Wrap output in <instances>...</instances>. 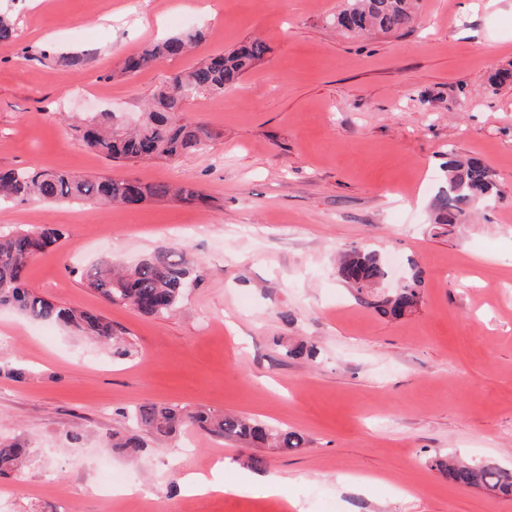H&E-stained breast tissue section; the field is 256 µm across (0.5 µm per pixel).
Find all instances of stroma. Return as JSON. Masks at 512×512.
<instances>
[{
  "label": "stroma",
  "instance_id": "1",
  "mask_svg": "<svg viewBox=\"0 0 512 512\" xmlns=\"http://www.w3.org/2000/svg\"><path fill=\"white\" fill-rule=\"evenodd\" d=\"M341 6L0 0L17 21L0 43V169L177 183L210 200L0 205L1 227L67 233L33 260L28 287L100 312L133 350L116 360L61 326L0 310V365L26 371L0 372V437L34 450L22 474L0 478V512H512V498L456 485L428 463L454 451L512 465V82L489 83L512 69V0H421L410 29L357 37L327 24ZM190 27L206 32L191 53L117 75L128 54ZM255 36L270 47L264 59L224 95L187 105L215 134L207 149L115 163L76 137L74 122L137 118L171 76ZM450 150L479 159L500 198L442 233L428 203L446 185ZM173 242L204 276L172 316L89 288L97 262L130 266ZM354 246L384 258L383 291L422 270L414 314L386 319L350 293L336 256ZM297 339L317 358L285 357ZM144 403L202 405L304 435V448L264 452L287 499L186 496L181 476L224 458L236 462L225 482L252 473L240 444L192 428L136 458L103 449ZM106 462L134 478L141 500L100 493Z\"/></svg>",
  "mask_w": 512,
  "mask_h": 512
}]
</instances>
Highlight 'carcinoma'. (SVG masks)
<instances>
[{"label": "carcinoma", "instance_id": "cac0c4a2", "mask_svg": "<svg viewBox=\"0 0 512 512\" xmlns=\"http://www.w3.org/2000/svg\"><path fill=\"white\" fill-rule=\"evenodd\" d=\"M416 13L417 0H344L343 8L330 18V23L345 34H386L412 27ZM202 38V32L188 31L151 43L127 56L121 71L137 73L180 56ZM268 52L267 43L255 37L227 53L210 57L188 72L175 75L152 94L148 111L133 128L125 125L116 113L101 112L74 126V130L89 148L115 162L173 160L200 151L209 145L214 135L202 122L184 118L186 102L197 96L223 95L224 90L237 86L248 69ZM445 168L447 185L429 203L432 221L441 229L471 223L475 204L491 203L497 195L491 172L478 160L462 159L450 152ZM32 198L103 201L127 208L166 198L185 204H209L207 196L190 187L122 177L91 181L64 170L36 167L0 171V202H24ZM64 238L66 232L60 227L41 230L0 227V308H15L33 321L62 324L89 341L112 348L115 358L131 355L121 334L99 312L56 304L27 287L30 262ZM203 273L202 267L190 265L179 244L173 243L157 248L125 270L104 261L89 272L88 281L110 304L129 306L145 316L165 318L176 310L189 282L201 279ZM337 273L353 295L381 317L400 319L415 312L421 304L423 275L419 269L410 270L403 287L389 294L377 293L386 279L387 269L373 250L353 247L343 251L338 258ZM316 354L314 346L304 342L285 349V356L293 359H313ZM130 420L134 430L112 433L105 449H119L130 456H138L145 448L140 433L165 438L186 426L208 436L239 442L247 448L272 447L288 451L306 443L299 432L274 429L244 416L205 407L189 409L145 403L131 413ZM30 455L31 449L24 442L0 439V475L19 470ZM429 464L459 486L482 490L495 497L512 496V467L447 454L434 455Z\"/></svg>", "mask_w": 512, "mask_h": 512}]
</instances>
